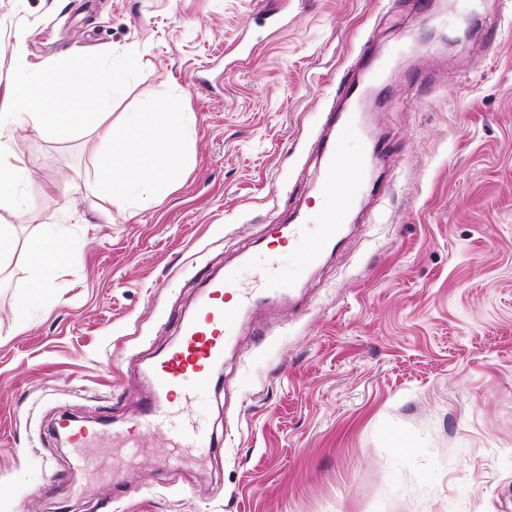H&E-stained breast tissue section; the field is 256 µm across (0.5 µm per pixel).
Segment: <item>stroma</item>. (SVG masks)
Wrapping results in <instances>:
<instances>
[{
	"label": "stroma",
	"mask_w": 512,
	"mask_h": 512,
	"mask_svg": "<svg viewBox=\"0 0 512 512\" xmlns=\"http://www.w3.org/2000/svg\"><path fill=\"white\" fill-rule=\"evenodd\" d=\"M366 46L382 102L338 147L370 156L378 129L374 189L322 263L266 266V225L316 203L314 143ZM129 51L141 72L109 123L168 91L195 117L193 163L160 199L110 210L96 134L5 135L30 205L0 207L19 227L0 271V512H512V0H0V95L16 63ZM43 224L83 259L35 289ZM228 267L271 303L242 313L223 387L193 403L218 446L176 467L160 428L133 465L108 447L78 464L61 418L132 421L199 277Z\"/></svg>",
	"instance_id": "35a3bbf8"
}]
</instances>
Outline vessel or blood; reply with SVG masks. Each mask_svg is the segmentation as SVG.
I'll use <instances>...</instances> for the list:
<instances>
[{"mask_svg":"<svg viewBox=\"0 0 512 512\" xmlns=\"http://www.w3.org/2000/svg\"><path fill=\"white\" fill-rule=\"evenodd\" d=\"M340 120V115L329 113L326 129L317 141V152L322 160L320 193L336 198L330 220L324 222L319 215L302 212L295 223L275 224L270 229L277 240L300 251L301 260L307 265L316 264L322 250L338 245L347 211L364 185V165L360 162L356 163L351 178L339 177L344 166L336 149V128ZM316 222L322 227L318 249L304 251L302 232L307 225ZM200 286L205 296L200 308L193 317L180 319L177 344L152 365L153 396L144 401L132 428L121 433L122 443L129 451H137L139 437L165 425L171 429L174 447L209 448L213 445L212 438L202 433L192 418L184 416L183 410L199 387L212 383L213 370L224 358L225 342L234 332L233 320L224 312L225 300H234L237 308L244 310L263 303L265 297L259 290L242 291L229 270L220 278L203 277Z\"/></svg>","mask_w":512,"mask_h":512,"instance_id":"vessel-or-blood-1","label":"vessel or blood"}]
</instances>
